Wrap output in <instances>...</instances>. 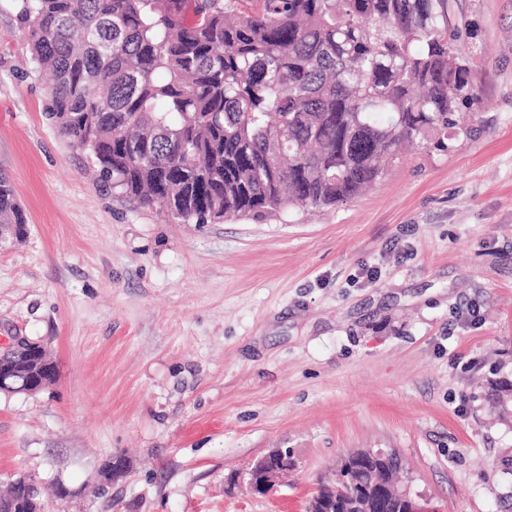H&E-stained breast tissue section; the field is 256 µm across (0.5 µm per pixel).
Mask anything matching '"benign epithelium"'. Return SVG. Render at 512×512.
Segmentation results:
<instances>
[{
    "label": "benign epithelium",
    "mask_w": 512,
    "mask_h": 512,
    "mask_svg": "<svg viewBox=\"0 0 512 512\" xmlns=\"http://www.w3.org/2000/svg\"><path fill=\"white\" fill-rule=\"evenodd\" d=\"M53 375L52 363L47 358L43 343L25 336H15L5 347L0 348V393H35L41 390L48 377ZM386 451H363L344 456L336 469V480L344 479V474L361 469V463L368 458L384 456ZM296 466L293 456L283 450H275L260 458L248 473V487L254 494L266 496L278 483L279 477ZM127 468L126 460L121 456L112 457L108 470L99 473L101 484L106 485L122 476ZM30 481L18 478L13 487L16 494L10 499V508L16 509L18 500L26 502L31 512H39L37 502L26 497L25 490ZM360 500L353 504L356 512H373L385 501L399 500L406 512H430L428 507L413 499L402 486L395 481L384 482L368 479L360 484ZM306 512H336V498H312Z\"/></svg>",
    "instance_id": "obj_1"
}]
</instances>
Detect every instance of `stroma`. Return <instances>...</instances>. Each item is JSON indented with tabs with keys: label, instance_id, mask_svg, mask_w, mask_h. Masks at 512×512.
<instances>
[{
	"label": "stroma",
	"instance_id": "35a3bbf8",
	"mask_svg": "<svg viewBox=\"0 0 512 512\" xmlns=\"http://www.w3.org/2000/svg\"><path fill=\"white\" fill-rule=\"evenodd\" d=\"M481 103L470 137L405 148L321 212L180 224L98 181L45 116L49 82L0 0V342L56 375L0 394V492L45 512H305L341 457L392 450L433 512H512V0H451ZM275 448L296 466L247 485ZM128 471L108 485L113 456ZM0 226L2 237L8 235L20 239L27 233V216L18 203L10 180L0 175ZM295 466V460L288 451H272L252 466L248 473V487L253 494L266 496L274 490L279 477Z\"/></svg>",
	"mask_w": 512,
	"mask_h": 512
}]
</instances>
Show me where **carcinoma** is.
Segmentation results:
<instances>
[{
	"label": "carcinoma",
	"mask_w": 512,
	"mask_h": 512,
	"mask_svg": "<svg viewBox=\"0 0 512 512\" xmlns=\"http://www.w3.org/2000/svg\"><path fill=\"white\" fill-rule=\"evenodd\" d=\"M14 2L47 119L104 185L185 224L350 203L403 144L447 150L480 102L448 0ZM0 226L27 233L2 174ZM358 490L350 475L317 494Z\"/></svg>",
	"instance_id": "1"
}]
</instances>
